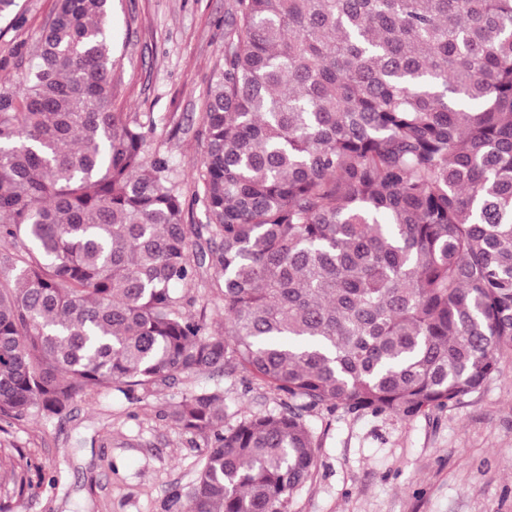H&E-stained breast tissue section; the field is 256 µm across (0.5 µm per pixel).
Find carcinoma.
<instances>
[{
  "label": "carcinoma",
  "mask_w": 512,
  "mask_h": 512,
  "mask_svg": "<svg viewBox=\"0 0 512 512\" xmlns=\"http://www.w3.org/2000/svg\"><path fill=\"white\" fill-rule=\"evenodd\" d=\"M112 0H59L0 87V422L98 388L250 377L296 402L227 425L188 512H288L305 413L411 418L512 356V0H230L187 224L152 117L112 109ZM222 303L209 323L175 290Z\"/></svg>",
  "instance_id": "obj_1"
}]
</instances>
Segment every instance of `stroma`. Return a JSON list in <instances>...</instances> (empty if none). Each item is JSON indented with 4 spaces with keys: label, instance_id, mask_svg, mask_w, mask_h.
I'll list each match as a JSON object with an SVG mask.
<instances>
[{
    "label": "stroma",
    "instance_id": "stroma-1",
    "mask_svg": "<svg viewBox=\"0 0 512 512\" xmlns=\"http://www.w3.org/2000/svg\"><path fill=\"white\" fill-rule=\"evenodd\" d=\"M0 20V87L22 76L57 0H18ZM228 0H112L113 108L152 115L153 151L168 157L187 195L185 221L205 223L190 202L203 139L200 117L224 67ZM200 373L168 386L110 388L79 397L57 418L0 431V503L13 512H186L185 495L206 453L202 437L167 417L181 396L213 385ZM224 412L279 409L259 382L223 379ZM317 448L288 512H512V360L460 403L411 419L322 407L310 411ZM26 474L32 486L18 491Z\"/></svg>",
    "mask_w": 512,
    "mask_h": 512
}]
</instances>
